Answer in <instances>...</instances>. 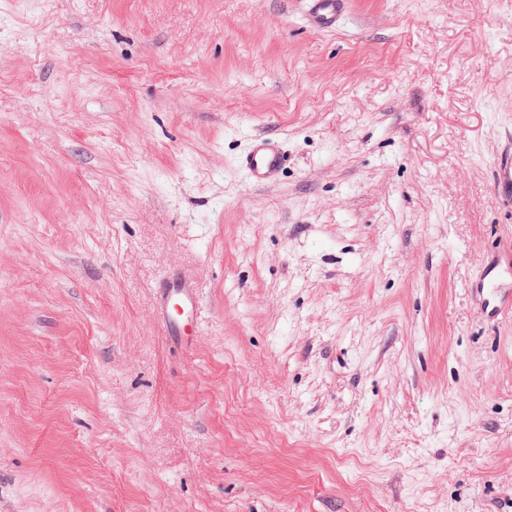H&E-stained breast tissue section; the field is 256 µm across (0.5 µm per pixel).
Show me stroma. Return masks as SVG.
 I'll return each instance as SVG.
<instances>
[{
	"mask_svg": "<svg viewBox=\"0 0 512 512\" xmlns=\"http://www.w3.org/2000/svg\"><path fill=\"white\" fill-rule=\"evenodd\" d=\"M511 139L512 0H0V512H512ZM307 17L317 30H330L342 14L344 0H305ZM284 162V156L279 148L266 140L255 142L242 157V164L255 186H261L276 177ZM494 196L499 203L512 206V146L508 142L491 162ZM500 260L496 259L487 267L485 275L476 290L482 298L483 310L490 319L512 315V284L506 285L500 279ZM173 305H178L181 314L166 318V325L171 336H187L188 330L181 322L189 316L194 329H197L198 297L195 288L186 280L172 279L161 298V306L169 310Z\"/></svg>",
	"mask_w": 512,
	"mask_h": 512,
	"instance_id": "35a3bbf8",
	"label": "stroma"
}]
</instances>
